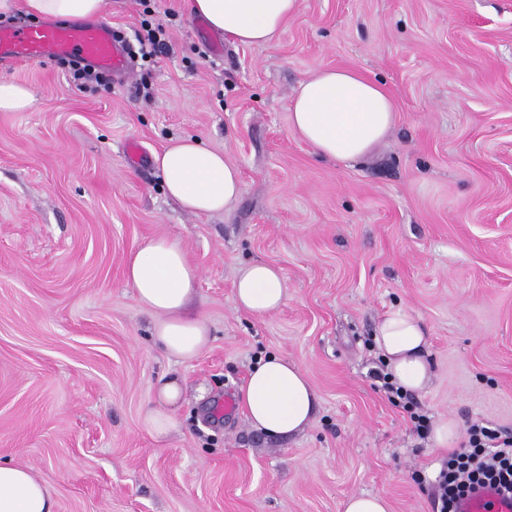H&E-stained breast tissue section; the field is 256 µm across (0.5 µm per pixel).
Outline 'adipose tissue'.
Returning a JSON list of instances; mask_svg holds the SVG:
<instances>
[{
    "label": "adipose tissue",
    "instance_id": "ef3b65f1",
    "mask_svg": "<svg viewBox=\"0 0 512 512\" xmlns=\"http://www.w3.org/2000/svg\"><path fill=\"white\" fill-rule=\"evenodd\" d=\"M24 5L43 19L85 22L102 16L105 0H24ZM300 7L301 0H189L192 15L211 30L248 46L273 44ZM394 119V102L381 84L351 68L322 69L302 80L289 112L294 133L316 153L340 162L370 154ZM154 162L167 195L196 215L225 211L242 191L238 167L191 137L171 140ZM125 277L139 303L157 316L151 330L156 346L188 361L209 345L208 325L190 313L197 269L179 241L159 236L137 246L127 256ZM285 298L280 268L253 263L240 270L234 290L238 309L262 316L277 311ZM374 340L397 388L421 391L429 386L428 339L417 315L403 309L388 313ZM181 397L177 381L158 387L155 404L143 418L151 434L161 438L176 429L171 408ZM238 399L251 425L274 437L303 431L315 413L316 393L305 372L275 355L258 360ZM0 512H55V501L49 487L29 470L0 462Z\"/></svg>",
    "mask_w": 512,
    "mask_h": 512
}]
</instances>
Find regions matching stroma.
<instances>
[{"label":"stroma","instance_id":"obj_1","mask_svg":"<svg viewBox=\"0 0 512 512\" xmlns=\"http://www.w3.org/2000/svg\"><path fill=\"white\" fill-rule=\"evenodd\" d=\"M146 16L172 51L125 77L0 64L35 96L0 112V460L45 483L56 512H343L363 492L434 512L445 454L411 413L512 434V0H301L266 47L216 37L188 0H106L101 22L130 42ZM336 67L397 109L349 163L289 122L299 82ZM181 136L239 167L224 212L166 194L153 155ZM160 235L199 271L212 341L190 361L153 344L124 278L129 252ZM254 262L287 281L266 316L233 300ZM396 309L422 318L434 371L407 408L374 376L376 326ZM268 355L316 391L289 439L224 410ZM171 378L178 428L157 438L142 417Z\"/></svg>","mask_w":512,"mask_h":512}]
</instances>
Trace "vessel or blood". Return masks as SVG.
<instances>
[{"label": "vessel or blood", "mask_w": 512, "mask_h": 512, "mask_svg": "<svg viewBox=\"0 0 512 512\" xmlns=\"http://www.w3.org/2000/svg\"><path fill=\"white\" fill-rule=\"evenodd\" d=\"M76 55L120 72L127 67L121 46L103 25H26L0 29V62H38ZM457 512H512V494L493 486L477 488L457 503Z\"/></svg>", "instance_id": "vessel-or-blood-1"}]
</instances>
